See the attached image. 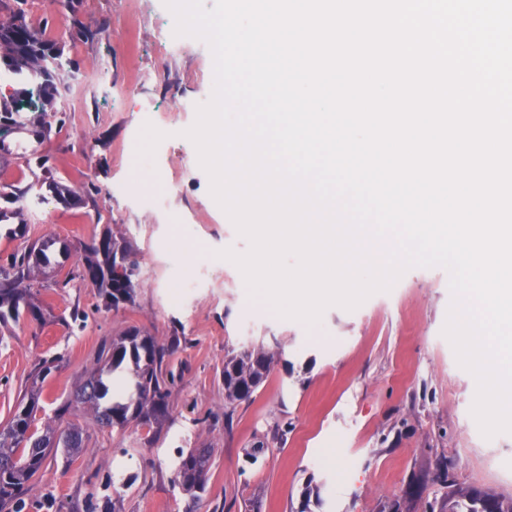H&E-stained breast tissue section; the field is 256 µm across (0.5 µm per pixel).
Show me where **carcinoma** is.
Here are the masks:
<instances>
[{"instance_id":"carcinoma-1","label":"carcinoma","mask_w":512,"mask_h":512,"mask_svg":"<svg viewBox=\"0 0 512 512\" xmlns=\"http://www.w3.org/2000/svg\"><path fill=\"white\" fill-rule=\"evenodd\" d=\"M67 64L63 47L46 28L27 21L22 9L0 21V78L20 85L15 94L0 97V117L10 119L25 109L55 111L61 71ZM49 248L48 241L38 239L0 265V323L35 316L25 280L32 269L51 265ZM118 251L129 254L127 243L105 235L85 245L81 255L85 277L112 305L133 300L137 287L134 274L112 265V254ZM168 353L169 349L153 338L137 332L113 339L112 346L100 355L101 366L86 376L71 400L57 410L56 418L63 419L74 405L90 409L101 426L159 420L167 410L163 362ZM269 368L270 359L262 345L228 351L224 356V400L235 403L251 399ZM39 399V393L30 391L25 405L14 411L7 427L0 430V512H24L21 495L41 471L48 449L61 446L74 454L83 447V433L74 426L67 427L64 438L56 436L53 427L40 434L31 430ZM213 452L212 448H191L181 453L173 469V485L192 499H200ZM440 512H512V497L458 487L446 493Z\"/></svg>"}]
</instances>
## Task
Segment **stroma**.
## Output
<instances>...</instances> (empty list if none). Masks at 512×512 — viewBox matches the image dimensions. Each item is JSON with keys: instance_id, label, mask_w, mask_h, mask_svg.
<instances>
[{"instance_id": "obj_1", "label": "stroma", "mask_w": 512, "mask_h": 512, "mask_svg": "<svg viewBox=\"0 0 512 512\" xmlns=\"http://www.w3.org/2000/svg\"><path fill=\"white\" fill-rule=\"evenodd\" d=\"M29 19L64 44L71 64L56 111L22 112L0 124V264L53 238L47 273L31 292L40 320L0 326V427L30 388L39 359L33 424L55 411L102 347L129 330L171 349L162 424L102 428L89 412L66 422L84 430L77 455H47L28 485L26 512H401L440 508V464L460 485L512 496V433L483 436L471 408L477 386L443 334L451 302L444 268L415 267L352 310L333 305L312 326L279 317L251 297L239 268L218 251L249 248L210 193L185 132L213 90V55L201 39L175 37L164 0H25ZM111 83L84 80L92 67ZM64 181L78 204L27 186ZM165 191L144 208L125 192ZM125 240L136 265L133 302L112 307L84 278L83 244ZM198 277L187 305L173 282ZM262 343L273 368L249 402H224L228 349ZM268 451L246 466L257 442ZM213 449L206 491L192 503L174 489L182 451ZM416 484H409L410 475Z\"/></svg>"}]
</instances>
